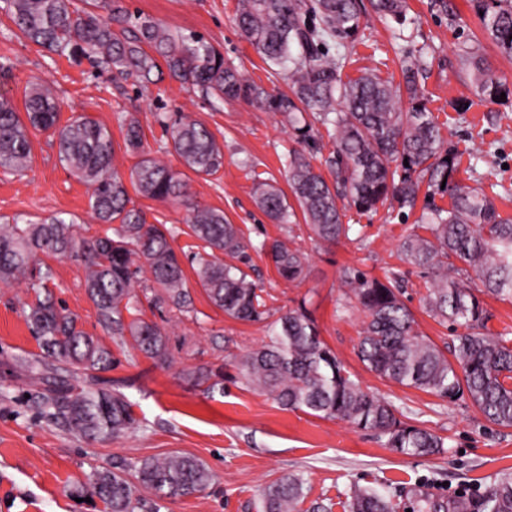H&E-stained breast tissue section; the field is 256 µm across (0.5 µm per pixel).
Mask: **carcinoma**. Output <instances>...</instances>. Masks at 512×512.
Segmentation results:
<instances>
[{
	"mask_svg": "<svg viewBox=\"0 0 512 512\" xmlns=\"http://www.w3.org/2000/svg\"><path fill=\"white\" fill-rule=\"evenodd\" d=\"M483 32L501 53L512 55V0H473ZM4 10L28 42L68 58L86 60L133 80L143 89L163 75L198 90L213 103L244 100L281 115L305 141L320 124L332 129V151L321 170L301 151L285 156L289 192L275 182L255 178L254 196L276 224H292L301 212L310 237L327 244L349 238L353 225L345 211L375 213L386 203L413 208L420 192L446 194L450 207L426 208L419 226L400 244L402 260L432 273L423 297L425 313L440 324L465 332L446 356L415 328L413 313L400 297L401 281L380 280L352 270L346 283L366 322L356 355L381 379L453 402L468 396L490 423L512 427V333H481L488 320L484 302L470 285L474 272L484 292L512 301V217L502 216L495 198L455 179L454 154L445 148L442 128L426 106L418 76L422 59H400L402 81L395 84L372 71L342 78L350 49L364 35L363 0H239L236 23L243 36L268 61L288 64L291 93H271L224 61V54L201 36L186 38L149 16L130 15L118 0H3ZM371 11L402 25L406 0H369ZM107 14H102V11ZM336 53H331V50ZM461 60L478 91L490 100L512 95L471 46ZM25 118L13 98L0 94V171L22 175L33 159L32 133L49 131L61 165L88 187L90 210L108 230L79 236L74 221L55 216L42 222L0 224V284H25L33 299L22 305L24 319L40 353L22 366L41 386L42 413L82 437L115 440L135 429L137 420L126 397L104 385L100 373L112 369V350L79 324L54 297L52 270L34 269L41 257L72 259L85 270L84 290L104 332L146 357L167 361L169 332L146 310L167 306L181 314L192 300L183 260L172 247L175 231L150 224L130 192L187 207V231L197 251L190 262L196 283L213 306L230 319L255 323L269 316L262 289L238 265L248 260L241 229L224 211L191 201L185 173L150 157L138 120L118 113L125 152L140 156L129 178L114 166L112 131L81 114L59 125L60 105L51 89L33 83L25 89ZM166 141L159 150L176 155L196 175H214L224 167V145L204 123L184 112L163 118ZM289 283L304 279L302 250L279 240L256 246ZM456 257L467 268L448 264ZM236 379L267 395L281 408L345 421L369 432L392 451L428 457L444 451V439L400 420L394 405L366 389L321 339L314 319L302 307L274 323L269 341L235 361ZM194 380H224V366L186 370ZM214 481L199 459L172 453L133 466L102 467L86 485L108 512H159L156 499L191 496ZM305 481L287 475L266 485L259 512H332L333 504L307 502ZM344 512H396L388 495L354 484L342 502ZM411 512H512V469L478 495L436 498L414 493Z\"/></svg>",
	"mask_w": 512,
	"mask_h": 512,
	"instance_id": "carcinoma-1",
	"label": "carcinoma"
}]
</instances>
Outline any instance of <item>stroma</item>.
Returning a JSON list of instances; mask_svg holds the SVG:
<instances>
[{
  "mask_svg": "<svg viewBox=\"0 0 512 512\" xmlns=\"http://www.w3.org/2000/svg\"><path fill=\"white\" fill-rule=\"evenodd\" d=\"M454 15L438 10L435 0H408L411 20L404 38L394 24L375 15L365 19V37L349 54L343 77L372 69L387 80L400 81L403 54L429 48L422 81L427 107L443 126L447 147L458 161L456 178L468 186L498 184L506 192L496 201L502 215L512 216V97L480 100L460 58L463 44L480 43L481 54L497 77L512 86V58L486 39L471 0H449ZM133 14H146L182 34L203 36L225 60L256 84L286 91L277 67L268 65L235 24L237 0H121ZM0 64L9 66L0 86L15 104L35 81L50 83L61 104L60 121L84 113L106 125L115 143V164L129 173L136 159L124 151L116 116L133 113L141 122L151 150L164 140L159 115L184 111L204 122L224 144V167L212 176H191L195 203L224 210L243 232L246 244L266 239H293L307 255L303 281L288 283L260 253L250 252L246 268L262 288L272 317L305 307L321 338L371 391L390 400L400 418L445 440L443 453L421 458L399 455L370 433L340 420L281 409L268 397L234 380V357L268 341L269 323H242L214 307L196 282H189L192 310L171 313V362L160 363L104 335L84 288L82 266L48 258L50 287L84 328L100 335L117 364L104 377L133 405L136 430L117 441L89 442L41 415L38 386L16 369V356L38 353L22 313L25 286L0 285V512H105L99 500L84 502L82 488L99 466H119L172 452L203 461L215 476L204 492L165 498L160 512H257L262 487L280 476H302L309 499L339 505L350 484L390 491L405 501L412 488L445 497L459 490L478 492L498 472L512 468V428L489 423L469 400L451 403L430 393L380 379L359 361L355 347L366 320L348 302L343 272L357 269L372 277L396 273L402 299L415 316L416 328L441 350H449L450 326L430 318L421 299L431 279L427 270L400 260L398 246L416 232L421 208L379 210L364 215L348 211L350 237L329 245L309 239L304 223L274 224L258 209L253 179H275L286 186L282 165L289 151L312 154L322 166L332 149L324 127L310 140L293 135L283 117L242 100L214 106L177 80L164 78L149 89L114 80L89 62L71 63L18 38L0 10ZM33 161L27 174L0 173V224L13 218L40 221L57 214L74 216L84 236L103 232L88 206L87 186L59 163L49 134L33 137ZM149 223L176 231L177 252H190L184 206L137 198ZM223 367L226 378L213 388L183 378L187 367Z\"/></svg>",
  "mask_w": 512,
  "mask_h": 512,
  "instance_id": "35a3bbf8",
  "label": "stroma"
}]
</instances>
